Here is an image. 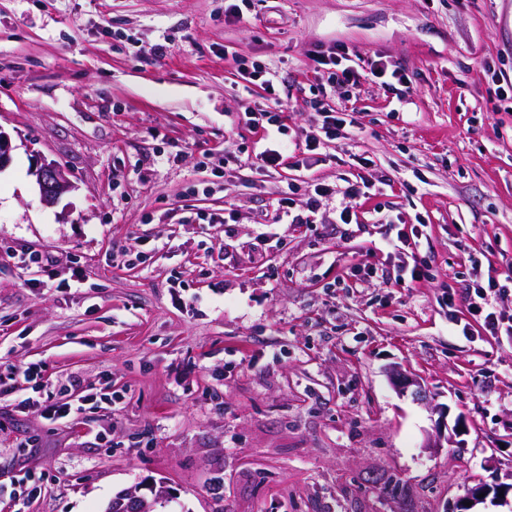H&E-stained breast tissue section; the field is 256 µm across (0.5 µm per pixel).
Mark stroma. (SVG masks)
I'll return each mask as SVG.
<instances>
[{"label":"stroma","mask_w":512,"mask_h":512,"mask_svg":"<svg viewBox=\"0 0 512 512\" xmlns=\"http://www.w3.org/2000/svg\"><path fill=\"white\" fill-rule=\"evenodd\" d=\"M340 46L359 81L324 85L313 57ZM511 85L512 0H0V484L41 487L0 512L161 483L156 512H451L512 483V336L448 320L472 259L512 261ZM277 105L294 138L324 109L361 131L264 169L245 115ZM44 162L71 184L52 206ZM360 175L351 223L338 196L275 223L289 183L301 211ZM390 221L423 223L428 280L396 284ZM509 491H512V484L505 486L498 483L489 484L487 482H479L474 487L467 488L465 495L462 496L458 502L457 510L452 512H473L470 511V509L491 492L495 495H506ZM481 493H485V496L480 497ZM464 502H471V506L466 507Z\"/></svg>","instance_id":"obj_1"}]
</instances>
